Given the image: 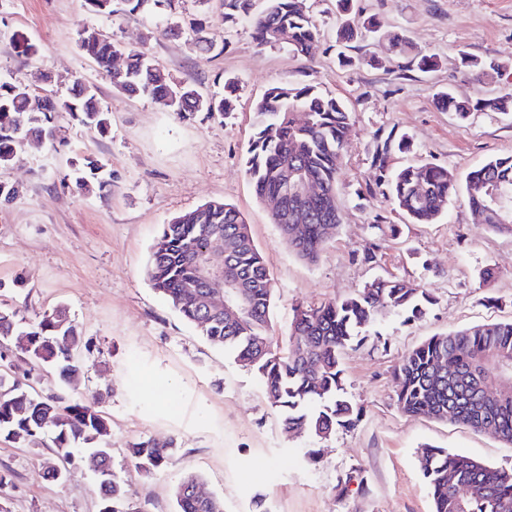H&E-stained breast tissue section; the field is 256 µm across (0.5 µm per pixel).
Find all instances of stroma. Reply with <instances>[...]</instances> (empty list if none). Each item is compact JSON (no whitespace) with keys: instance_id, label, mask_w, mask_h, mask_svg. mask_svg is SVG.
<instances>
[{"instance_id":"35a3bbf8","label":"stroma","mask_w":512,"mask_h":512,"mask_svg":"<svg viewBox=\"0 0 512 512\" xmlns=\"http://www.w3.org/2000/svg\"><path fill=\"white\" fill-rule=\"evenodd\" d=\"M306 6L319 29L311 57L257 46L248 21L225 27L222 0H181L172 12L121 4L109 15L90 12L85 0H0V77L26 83L48 74L60 97L82 78L111 118L101 136L60 116L58 145L25 142L0 168V182L21 190L0 201V308L26 324L65 309L91 346L83 372L67 383L51 365L16 352L0 361V374L100 410L111 426L113 469L142 512H176L174 490L190 473L223 500L224 512H432L419 461L426 444L512 469V446L401 412L392 379L402 358L431 336L512 320V234L483 224L462 194L432 224L409 223L382 195L356 196L374 184L372 156L388 138L413 144L406 153L391 150L393 170L430 162L462 179L491 157L512 155V113L476 112L461 123L438 101L442 92L476 102L512 87V0H352L346 12L336 0ZM369 17L378 32L338 40L344 22ZM87 26L121 49L144 52L203 97H231L232 112L183 119L162 101L118 91L79 47ZM166 27L175 35L160 36ZM393 30L436 56L438 68L421 71L396 53L386 37ZM17 34L34 54L16 55ZM464 54L500 69L465 77ZM274 85L314 86L351 112L337 187L344 221L313 262L289 248L244 172L255 104ZM75 158L103 164L107 186L84 191L65 183ZM215 200L244 213L264 256L275 344L285 345L295 306L320 305L376 278L414 282L432 295L420 319L382 315L378 335L345 352L346 396L362 410L353 426L324 439L288 434L259 377L207 342L152 287L146 270L162 224ZM368 247L371 262L362 258ZM148 438L172 445L167 465L150 473L128 456L132 443ZM51 448L46 434L34 443L0 435V472L9 476L0 512H98L91 458L59 484L46 475Z\"/></svg>"}]
</instances>
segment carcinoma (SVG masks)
<instances>
[{"label":"carcinoma","mask_w":512,"mask_h":512,"mask_svg":"<svg viewBox=\"0 0 512 512\" xmlns=\"http://www.w3.org/2000/svg\"><path fill=\"white\" fill-rule=\"evenodd\" d=\"M251 0H224V23L251 17L256 43L285 45L292 52L311 56L318 49L315 20L305 10L304 0H267L265 11L250 16ZM375 27L371 19L346 24L338 32L344 41ZM80 49L94 60L114 88L132 96L163 100L180 91L171 107L179 115L195 112H227L229 99L215 103L200 97L185 82H177L153 64L144 53L130 51L124 66L113 63L121 53L112 38L84 27L78 33ZM465 74L481 78L499 69L476 58L462 59ZM441 102L457 119L469 118L473 107L448 93ZM512 88L482 102L490 112L508 111ZM0 166L9 164L16 147L26 140L54 143L57 114L72 119L103 135L111 123L97 98L96 89L75 81L68 97L40 96L20 82L0 80ZM256 131L250 140L244 163L245 175L253 183L257 197L269 210L272 223L303 259L314 261L342 223L336 203V185L347 154L350 112L335 97L312 86H273L256 103ZM391 140L385 139L373 156L379 171L376 188L367 189L389 198L396 209L414 224L435 222L459 191H464L469 207L484 216V223L512 231V205L492 208L486 193L493 181L512 194V155L497 156L470 171L459 183L453 171L431 163L408 165L396 171L387 167ZM297 172L283 180L285 169ZM75 187H88L102 166L89 161L85 167L72 166ZM312 181L321 193L302 203V215L293 218L278 209L300 181ZM213 234L224 236V280L236 284L240 309L234 320L224 312L211 311L201 287L196 256ZM147 276L161 294L200 335L230 352L241 366L256 371L271 405L280 412L290 433L328 437L338 427L354 425L360 408L344 397L342 355L361 343L380 315L393 313L410 322L426 314L433 299L419 284L399 279H376L358 292L319 307L299 305L290 322L287 347L282 349L269 336L273 283L262 252L255 243L242 212L223 201H210L174 217L162 225L151 251ZM19 350L36 361L50 363L64 381L82 368L81 353L89 349L82 332L61 309L45 313L41 319L19 328L14 310L0 309V360ZM512 365V321L474 325L434 335L412 349L394 370L396 404L407 414H424L442 421L462 424L476 432L490 434L512 445V392L486 396L481 382L495 368ZM53 433L56 462L47 466V475L61 481L59 472L74 458L78 447L99 456V508L112 512H138L125 483L112 471L111 449L107 447L110 426L94 405L69 401L59 393L43 394L24 381L0 375V434L15 440H33L46 430ZM171 444L154 439L137 441L128 448L138 468L149 472L164 467ZM422 475L431 490L433 512H512V470L505 471L446 448L421 449ZM473 489L460 502L453 486ZM202 482L186 475L175 490L177 512H224L222 500L201 493Z\"/></svg>","instance_id":"cac0c4a2"}]
</instances>
